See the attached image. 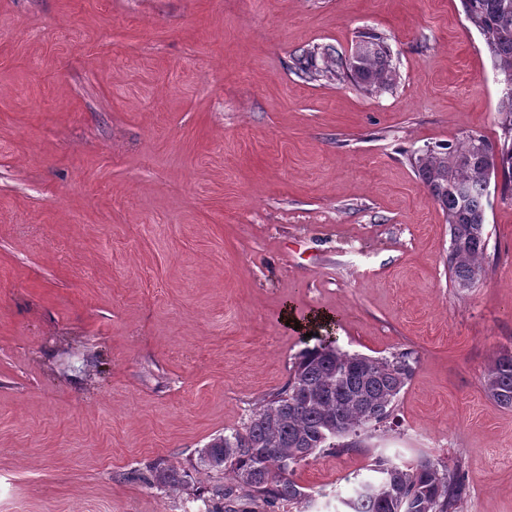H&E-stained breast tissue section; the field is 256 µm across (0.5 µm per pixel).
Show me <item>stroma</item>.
I'll return each mask as SVG.
<instances>
[{
	"mask_svg": "<svg viewBox=\"0 0 512 512\" xmlns=\"http://www.w3.org/2000/svg\"><path fill=\"white\" fill-rule=\"evenodd\" d=\"M383 38L396 79L298 77ZM506 86L460 0H0V512H206L198 452L337 346L407 355L392 414L295 467L342 512L376 458L459 464L458 512H512V196L454 288L427 150L503 132ZM164 459L186 482L131 474ZM485 391L497 405L512 408V354H499L487 367Z\"/></svg>",
	"mask_w": 512,
	"mask_h": 512,
	"instance_id": "obj_1",
	"label": "stroma"
}]
</instances>
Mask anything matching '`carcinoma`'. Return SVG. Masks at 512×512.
Wrapping results in <instances>:
<instances>
[{"mask_svg": "<svg viewBox=\"0 0 512 512\" xmlns=\"http://www.w3.org/2000/svg\"><path fill=\"white\" fill-rule=\"evenodd\" d=\"M470 23L486 37L488 51L504 76L507 92L498 108L502 142L471 135L416 161L418 176L446 216L450 235L449 278L456 288L475 287L484 273L488 248L483 198L492 179L512 191V0H461ZM357 53L342 57L333 47L297 58L304 78L333 68L346 70L370 92L395 79L390 51L380 37L363 34ZM353 355L325 339L305 348L292 366L287 385L252 413L243 431L213 439L199 451V466L227 471L233 482L211 489L206 512H277L278 505L309 504L312 496L294 479V465L321 448L341 452L362 447L363 437L388 419L392 404L411 376L407 357L384 358L368 369H349ZM485 391L497 405L512 408V354L498 355L484 375ZM371 478L343 500L347 512H456L462 491L457 467L439 469L427 458L398 465L379 458ZM132 479L176 489L183 476L163 460Z\"/></svg>", "mask_w": 512, "mask_h": 512, "instance_id": "obj_1", "label": "carcinoma"}]
</instances>
